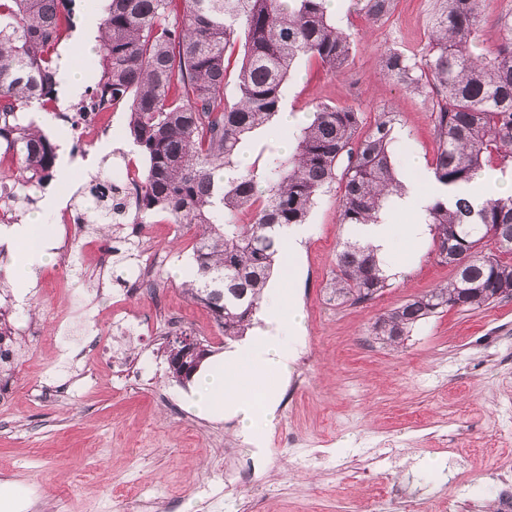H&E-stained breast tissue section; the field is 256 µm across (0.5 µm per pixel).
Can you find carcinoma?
<instances>
[{
    "label": "carcinoma",
    "mask_w": 512,
    "mask_h": 512,
    "mask_svg": "<svg viewBox=\"0 0 512 512\" xmlns=\"http://www.w3.org/2000/svg\"><path fill=\"white\" fill-rule=\"evenodd\" d=\"M71 0H0V146L12 153V203L33 202L55 177L57 144L20 117L57 93L56 42L70 23ZM95 47L99 81L89 104L110 100L129 108L132 152L146 161L135 175L134 199L99 170L90 181L89 222L112 235L120 224H150L164 214L194 229L183 292L208 308L224 338L253 324L275 258H285L280 229L304 224L335 182L341 184L339 223L377 221L385 201L404 189L392 143L396 115L379 113L361 132L350 106L319 104L279 147L274 122L285 85L301 60L332 74L349 64L352 33L336 22L328 0H102ZM357 16L373 26L394 0H356ZM489 0H441L420 55L385 53V75L432 101L437 151L432 163L444 196L427 207L435 255L453 267L446 284L416 295L373 324L376 343L393 346L428 318L462 303L475 311L512 289V196L481 204L467 186L478 179L512 181V13L486 43ZM243 56L227 94L237 43ZM269 142L249 168L236 159L248 139ZM248 213V222L239 218ZM385 261L364 238L342 243L328 299L363 304L389 286ZM15 329L0 304V381L11 371ZM184 340L168 343L169 375L184 382Z\"/></svg>",
    "instance_id": "obj_1"
}]
</instances>
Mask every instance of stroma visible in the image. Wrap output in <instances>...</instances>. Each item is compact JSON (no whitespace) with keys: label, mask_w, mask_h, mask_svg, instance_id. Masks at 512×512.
<instances>
[{"label":"stroma","mask_w":512,"mask_h":512,"mask_svg":"<svg viewBox=\"0 0 512 512\" xmlns=\"http://www.w3.org/2000/svg\"><path fill=\"white\" fill-rule=\"evenodd\" d=\"M436 0H396L388 21L356 35L346 73L300 62L284 100L295 112L321 103L356 108L364 126L396 114L400 179H415L437 150L432 104L385 77L383 55L424 46ZM339 189L312 209L310 232L290 264L305 346L257 443L237 419L212 420L171 381L167 342L187 334L223 352L210 311L180 290L191 233L159 220L115 264L87 256L93 225L56 228L57 257L25 299L11 298L15 362L0 399V483L25 498L23 512H118L116 491L133 483L176 512H373L379 482L435 512H489L512 483V300L448 310L395 348L373 341L375 320L453 272L431 247L386 260L397 274L376 299L329 303L325 288L341 243ZM155 262L152 286L125 283ZM121 303L127 320L112 317ZM397 444L382 457L380 440Z\"/></svg>","instance_id":"obj_1"}]
</instances>
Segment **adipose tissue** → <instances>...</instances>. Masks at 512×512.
Returning a JSON list of instances; mask_svg holds the SVG:
<instances>
[{
  "label": "adipose tissue",
  "mask_w": 512,
  "mask_h": 512,
  "mask_svg": "<svg viewBox=\"0 0 512 512\" xmlns=\"http://www.w3.org/2000/svg\"><path fill=\"white\" fill-rule=\"evenodd\" d=\"M438 190L431 179L407 182L402 194L390 198L378 223L363 226L364 239L387 252L389 215L406 211L413 221L405 225L403 240L409 248H416L429 235L425 206ZM60 207V200L48 194L39 200L28 222L0 225V245L9 255L6 278L18 297H25L35 287L38 269L55 257L56 244L46 234L43 219ZM261 310L264 327L260 333L199 369L186 396L188 407L199 414L214 419L227 414L237 417L247 435L256 434L272 420L278 383L287 377L301 343L302 317L287 289L278 284L266 289Z\"/></svg>",
  "instance_id": "ef3b65f1"
}]
</instances>
